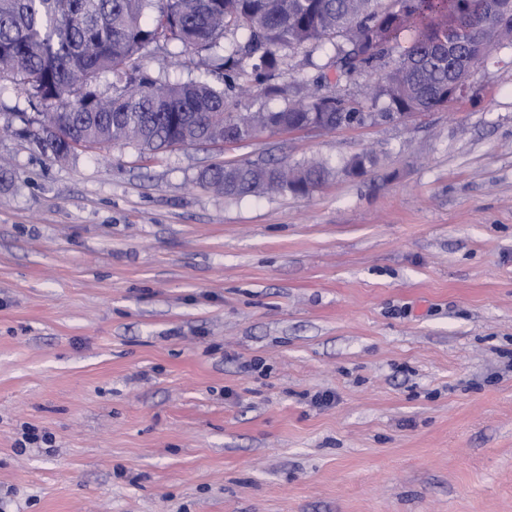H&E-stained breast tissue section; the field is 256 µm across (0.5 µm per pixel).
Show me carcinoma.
Instances as JSON below:
<instances>
[{
  "label": "carcinoma",
  "instance_id": "carcinoma-1",
  "mask_svg": "<svg viewBox=\"0 0 512 512\" xmlns=\"http://www.w3.org/2000/svg\"><path fill=\"white\" fill-rule=\"evenodd\" d=\"M497 0H0V75L12 76L46 106V122L23 128L44 152L63 159L78 147L135 145L144 151L200 146L222 137L236 142L301 124L321 112L326 95L294 97L277 110L229 111L225 90L208 82L170 84L137 64L147 44H175L183 53L222 47L224 36L243 44L215 57L229 87L256 81L268 95L288 96L275 83L288 50L330 46L339 75L382 70L379 94L387 111L430 112L444 106L448 59L465 67L459 40L478 29L512 43V28L491 29ZM153 11L148 26L143 17ZM410 33L407 45L401 35ZM102 73L117 83L102 98L92 85ZM360 115L342 102L322 126ZM330 176L318 160L219 164L202 182L227 197L299 192L307 195Z\"/></svg>",
  "mask_w": 512,
  "mask_h": 512
}]
</instances>
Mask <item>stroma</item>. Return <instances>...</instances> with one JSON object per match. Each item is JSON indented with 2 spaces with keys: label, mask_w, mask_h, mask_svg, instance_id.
<instances>
[{
  "label": "stroma",
  "mask_w": 512,
  "mask_h": 512,
  "mask_svg": "<svg viewBox=\"0 0 512 512\" xmlns=\"http://www.w3.org/2000/svg\"><path fill=\"white\" fill-rule=\"evenodd\" d=\"M174 53L139 63L221 82ZM325 61L289 51L278 81L363 123L61 161L0 79V512H512V48L403 121ZM360 153L306 197L199 181ZM27 425L53 448L19 451Z\"/></svg>",
  "instance_id": "stroma-1"
}]
</instances>
